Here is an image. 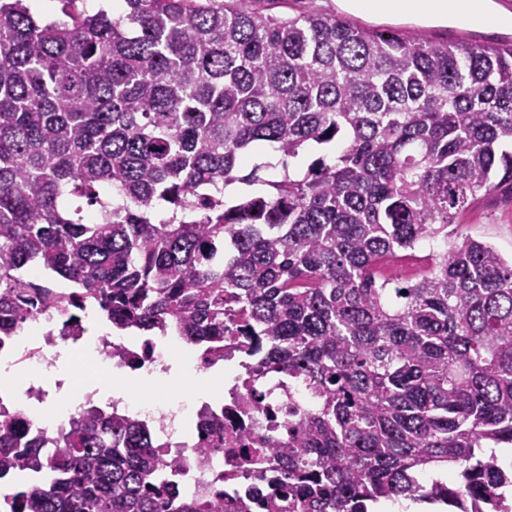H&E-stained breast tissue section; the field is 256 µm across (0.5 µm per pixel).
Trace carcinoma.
<instances>
[{
    "instance_id": "carcinoma-1",
    "label": "carcinoma",
    "mask_w": 512,
    "mask_h": 512,
    "mask_svg": "<svg viewBox=\"0 0 512 512\" xmlns=\"http://www.w3.org/2000/svg\"><path fill=\"white\" fill-rule=\"evenodd\" d=\"M252 2L125 0L43 23L0 0V347L59 303L208 353L251 336L260 368L313 398L272 415L283 434L265 445L239 437L281 463L265 512L441 495L449 512H512V464L485 452L512 448V260L448 231L482 194L512 201V44ZM266 145L330 160L227 204ZM427 240L443 248L414 281L375 271ZM160 448L95 405L58 438L0 420V480L50 476L0 492V512H225L176 497L184 470ZM444 467L458 483L419 481Z\"/></svg>"
}]
</instances>
